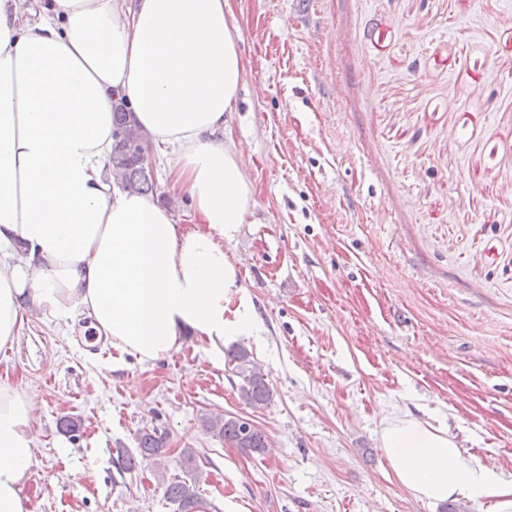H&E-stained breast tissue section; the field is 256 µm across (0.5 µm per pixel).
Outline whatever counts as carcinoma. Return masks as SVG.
<instances>
[{
  "mask_svg": "<svg viewBox=\"0 0 512 512\" xmlns=\"http://www.w3.org/2000/svg\"><path fill=\"white\" fill-rule=\"evenodd\" d=\"M114 144L112 168L121 175L123 189L147 194L153 191L154 181L141 161L145 152L144 138L134 123L132 113L119 107L113 112ZM237 374L242 378L241 397L251 407H266L273 398L267 376L251 359L244 348L232 354ZM203 425L216 437L247 454H261L268 447L265 434L249 420L240 416H205ZM139 453L146 460H158L162 454L163 438L157 430H145L138 437ZM164 495L176 512H199L202 494L194 478L181 476L162 480Z\"/></svg>",
  "mask_w": 512,
  "mask_h": 512,
  "instance_id": "obj_1",
  "label": "carcinoma"
}]
</instances>
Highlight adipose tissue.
<instances>
[{
  "instance_id": "ef3b65f1",
  "label": "adipose tissue",
  "mask_w": 512,
  "mask_h": 512,
  "mask_svg": "<svg viewBox=\"0 0 512 512\" xmlns=\"http://www.w3.org/2000/svg\"><path fill=\"white\" fill-rule=\"evenodd\" d=\"M227 0H0V349L26 316L81 306L113 349L148 362L256 335L224 245L253 206L247 162L226 139L245 66ZM126 101L146 144L171 154L174 204L121 190L112 112ZM191 210V226L178 206ZM35 399L0 388V512H28ZM381 447L417 498H497L512 482L446 427L384 417Z\"/></svg>"
}]
</instances>
